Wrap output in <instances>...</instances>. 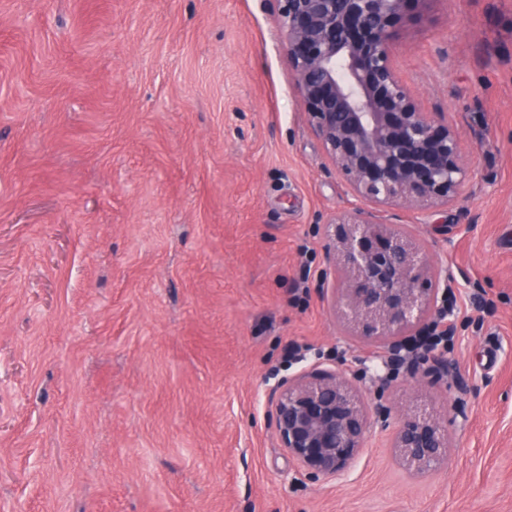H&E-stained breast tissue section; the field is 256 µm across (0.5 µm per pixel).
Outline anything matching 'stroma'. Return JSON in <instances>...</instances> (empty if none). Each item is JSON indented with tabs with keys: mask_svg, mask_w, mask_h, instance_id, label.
Instances as JSON below:
<instances>
[{
	"mask_svg": "<svg viewBox=\"0 0 512 512\" xmlns=\"http://www.w3.org/2000/svg\"><path fill=\"white\" fill-rule=\"evenodd\" d=\"M282 42L273 0H0V512H512V0H425L391 47L469 173L368 207L448 269L441 379L332 301L325 226L361 201ZM314 367L371 422L337 478L276 437ZM419 415L451 454L416 476ZM395 448L415 473L432 470L448 460V430L430 417L406 420L396 433Z\"/></svg>",
	"mask_w": 512,
	"mask_h": 512,
	"instance_id": "obj_1",
	"label": "stroma"
}]
</instances>
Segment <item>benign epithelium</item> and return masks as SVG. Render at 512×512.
I'll return each mask as SVG.
<instances>
[{
	"mask_svg": "<svg viewBox=\"0 0 512 512\" xmlns=\"http://www.w3.org/2000/svg\"><path fill=\"white\" fill-rule=\"evenodd\" d=\"M283 49L313 133L326 158L362 200L418 208L454 203L467 178L455 130L420 109L397 74L390 42L426 0H274ZM340 240L329 255L348 277L341 303L364 335L393 346L431 313L440 274L397 231L373 228L356 209L327 225ZM280 447L312 478L346 472L370 425L360 396L333 371L312 369L275 392ZM395 447L416 473L448 459V430L430 417L403 422Z\"/></svg>",
	"mask_w": 512,
	"mask_h": 512,
	"instance_id": "obj_1",
	"label": "benign epithelium"
}]
</instances>
